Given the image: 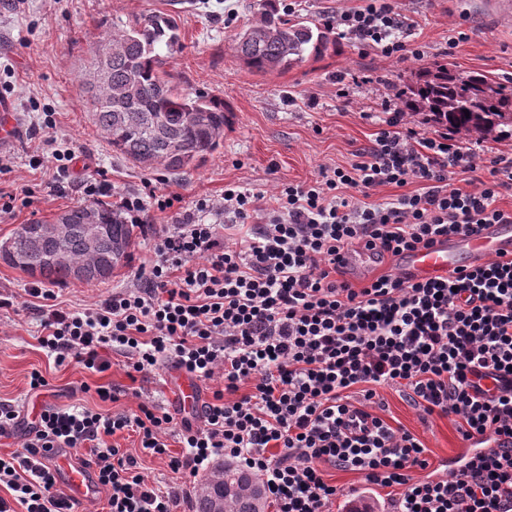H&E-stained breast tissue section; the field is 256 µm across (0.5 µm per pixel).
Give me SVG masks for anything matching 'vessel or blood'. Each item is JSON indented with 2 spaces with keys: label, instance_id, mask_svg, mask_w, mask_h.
Here are the masks:
<instances>
[{
  "label": "vessel or blood",
  "instance_id": "obj_1",
  "mask_svg": "<svg viewBox=\"0 0 512 512\" xmlns=\"http://www.w3.org/2000/svg\"><path fill=\"white\" fill-rule=\"evenodd\" d=\"M496 255L512 257V224L489 225L475 237L437 241L431 247L406 253L399 259L398 266L400 272L410 278L429 279ZM170 385L182 412L200 410L202 394L197 379L176 370L170 376ZM46 463L55 471L58 486L70 496L86 501L99 495L94 469L73 449H53Z\"/></svg>",
  "mask_w": 512,
  "mask_h": 512
}]
</instances>
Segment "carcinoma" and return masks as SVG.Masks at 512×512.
<instances>
[{"instance_id":"1","label":"carcinoma","mask_w":512,"mask_h":512,"mask_svg":"<svg viewBox=\"0 0 512 512\" xmlns=\"http://www.w3.org/2000/svg\"><path fill=\"white\" fill-rule=\"evenodd\" d=\"M112 44L106 63L108 78L98 82L97 58L83 77L90 93L92 124L126 160L169 175L198 168L224 143V129L233 111L224 98L187 92L172 83L165 69L168 56L179 45V28L171 15L137 18L112 29L97 42ZM336 45L328 24L310 26L280 10L278 0H263L261 20L237 37L236 57L250 71L268 74L319 56ZM404 106L448 128L460 138L512 136V85L496 82L479 72L455 73L446 65L422 68L408 87ZM67 222L56 218L22 224L5 239L23 263L8 265L50 285L75 282L74 270H83L80 283L101 285L105 272L127 264L140 233L112 212V203L99 201L65 211ZM102 228L90 238L89 228ZM208 488L197 493L194 512H214V485L224 481V512H265L262 481L232 463L224 472L207 473Z\"/></svg>"}]
</instances>
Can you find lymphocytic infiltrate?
I'll return each mask as SVG.
<instances>
[{"instance_id": "f902f5d3", "label": "lymphocytic infiltrate", "mask_w": 512, "mask_h": 512, "mask_svg": "<svg viewBox=\"0 0 512 512\" xmlns=\"http://www.w3.org/2000/svg\"><path fill=\"white\" fill-rule=\"evenodd\" d=\"M328 23L383 57L420 55L397 0H364ZM386 112L350 167L284 185L265 208L238 184L191 208L153 188L116 197L125 223L154 226L153 256L130 288L80 312L60 306L52 289L28 288L39 301L40 344L57 364L101 373L113 350L134 373L170 359L217 387L198 429L146 400L117 414L45 408L21 451L0 457L9 492L0 512H75L42 461L64 447L88 449L107 512H177L186 492L146 478L139 456L111 441L125 430L137 434L140 455L167 458L176 474L234 461L262 478L276 512H329L343 494L326 479L329 466L398 489L393 512H512V258L425 280L385 273L358 286L344 261L361 247L397 258L512 224V211L496 204L512 189V158L466 151L444 129L419 132L398 104ZM457 171L468 174L467 188L451 185ZM416 180L426 191L405 193ZM381 186L400 193L369 202ZM170 210L176 223L154 225L153 212ZM257 213L251 236L225 240L226 225ZM382 387L424 415L448 417L462 441L482 440L487 451L460 470L432 469L417 436L377 415Z\"/></svg>"}]
</instances>
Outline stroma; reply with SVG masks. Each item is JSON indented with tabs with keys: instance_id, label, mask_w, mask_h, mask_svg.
Returning <instances> with one entry per match:
<instances>
[{
	"instance_id": "stroma-1",
	"label": "stroma",
	"mask_w": 512,
	"mask_h": 512,
	"mask_svg": "<svg viewBox=\"0 0 512 512\" xmlns=\"http://www.w3.org/2000/svg\"><path fill=\"white\" fill-rule=\"evenodd\" d=\"M261 0H0V101L15 120L12 140L0 145L9 170L0 172V191L26 186L30 205L0 213V241L19 225L47 219L84 204L81 185L89 178L106 181L109 195L144 192L153 186L181 196L183 207L200 198L221 199L224 186L237 183L268 197L278 187L319 178L322 169L349 167L384 125V107L405 90L415 72L434 63L460 71H482L492 80H512V13L489 0H399L411 40L420 58H385L340 40L334 52L272 74L250 72L236 58V38L261 12ZM178 17L181 42L166 66L174 84L223 97L235 113L224 132V145L197 169L172 176L134 166L113 152L88 119L87 95L79 76L112 23L154 12ZM467 38L449 48L453 29ZM348 97H341L340 89ZM73 153L66 167L39 166L34 155L44 138ZM150 233H142L127 265L109 283L55 286L62 307L75 311L112 292L130 287L140 261L152 254ZM33 280L0 261V403H39L57 409L83 406L118 413L135 408L138 399L170 408L162 364L148 378L130 379L122 354L109 353L102 373L80 364L57 365L40 346L39 314L23 309ZM49 386L29 391L32 372ZM123 390L119 401L101 402L96 387ZM379 395L383 418L416 435L433 461L451 459L463 442L448 418L423 417L403 396L385 387ZM115 443L138 456L143 473L166 483L195 486L196 478L172 473L166 460L141 456L134 433L115 435Z\"/></svg>"
}]
</instances>
